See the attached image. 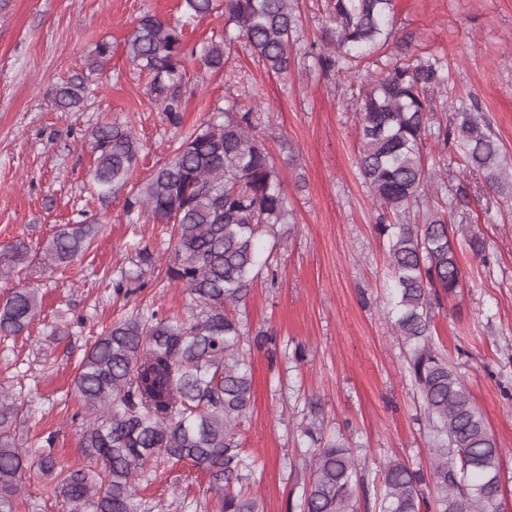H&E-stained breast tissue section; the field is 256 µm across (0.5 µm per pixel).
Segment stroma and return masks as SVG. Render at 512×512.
<instances>
[{"label":"stroma","mask_w":512,"mask_h":512,"mask_svg":"<svg viewBox=\"0 0 512 512\" xmlns=\"http://www.w3.org/2000/svg\"><path fill=\"white\" fill-rule=\"evenodd\" d=\"M291 46L293 73L268 74L244 42H235L220 72L188 63L180 125H172L146 93L126 43L147 13L178 16L180 0H0V247L22 239L31 264L0 276V298L12 288L37 286L40 312L28 330L0 341V383L28 400L15 440L31 454L50 448L60 464L80 467L82 407L74 391L80 361L93 338L147 305L183 310L186 294L163 265L172 252L164 225L130 223L127 197L172 155L178 140L216 109L260 93L259 127L274 157L293 213L273 249L275 278L259 275L236 310L247 337L277 335L276 352L252 349L254 398L241 431L255 465L264 512H288L303 477L294 465L309 442L303 412L316 400L325 435L344 438L376 490V474L397 457L428 467L429 430L408 348L394 335L384 239L377 205L358 169L359 125L354 88L397 54L438 57L454 94L472 97L477 117L512 163V0H393V35L359 72L324 71L323 15L317 0H299ZM112 57L83 106L57 109L52 89L83 70L99 43ZM103 123L131 126L140 153L130 182L99 199L90 187L89 141ZM444 183L457 218L487 239V259L467 246L457 254L462 281L434 308L432 340L467 384L503 450V503L512 512V197L461 171L455 150H423ZM96 215L98 236L69 264L45 265L43 249L60 225ZM149 245L162 266L146 271V286L130 298L112 287L135 272L137 246ZM209 477L191 463L159 470L140 497L154 512H195ZM38 469L23 480L21 512H72L46 497Z\"/></svg>","instance_id":"obj_1"}]
</instances>
